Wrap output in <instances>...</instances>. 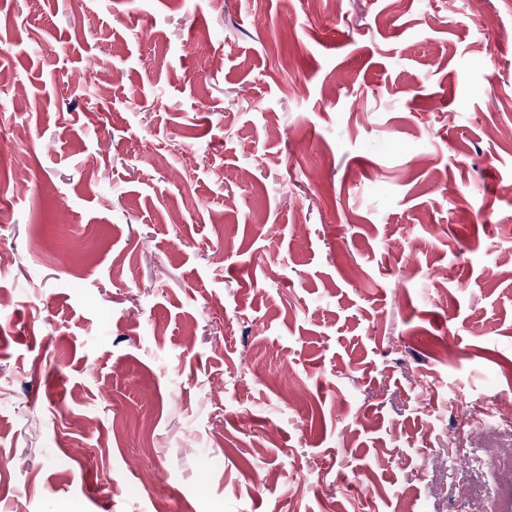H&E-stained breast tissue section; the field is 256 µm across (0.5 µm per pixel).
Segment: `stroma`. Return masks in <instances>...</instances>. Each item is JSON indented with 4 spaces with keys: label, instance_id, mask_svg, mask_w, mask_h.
Returning a JSON list of instances; mask_svg holds the SVG:
<instances>
[{
    "label": "stroma",
    "instance_id": "obj_1",
    "mask_svg": "<svg viewBox=\"0 0 512 512\" xmlns=\"http://www.w3.org/2000/svg\"><path fill=\"white\" fill-rule=\"evenodd\" d=\"M0 72V507L512 512V0H0Z\"/></svg>",
    "mask_w": 512,
    "mask_h": 512
}]
</instances>
